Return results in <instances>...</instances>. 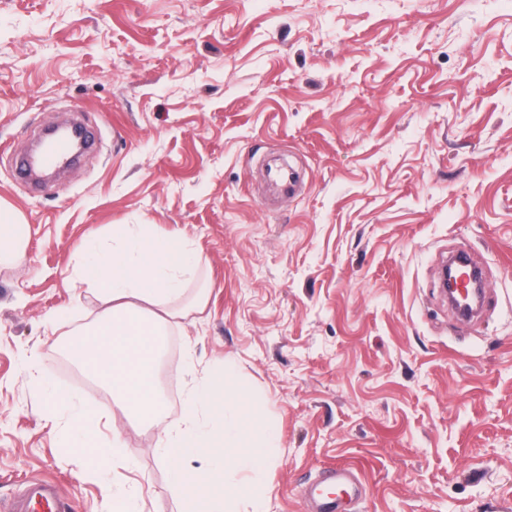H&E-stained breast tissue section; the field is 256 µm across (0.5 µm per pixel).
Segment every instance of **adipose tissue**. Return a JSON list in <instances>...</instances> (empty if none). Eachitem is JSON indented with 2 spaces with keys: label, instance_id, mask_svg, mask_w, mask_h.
<instances>
[{
  "label": "adipose tissue",
  "instance_id": "obj_1",
  "mask_svg": "<svg viewBox=\"0 0 512 512\" xmlns=\"http://www.w3.org/2000/svg\"><path fill=\"white\" fill-rule=\"evenodd\" d=\"M29 230L21 212L0 203L1 265L20 260ZM200 268L190 241L157 238L145 224L114 225L111 245L91 240L82 247L72 281L93 286L105 310L81 332L73 355L127 419L153 425L163 415L156 374L163 336L169 318L204 305L202 290L190 307L180 305Z\"/></svg>",
  "mask_w": 512,
  "mask_h": 512
}]
</instances>
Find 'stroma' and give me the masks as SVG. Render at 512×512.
Listing matches in <instances>:
<instances>
[{
	"label": "stroma",
	"mask_w": 512,
	"mask_h": 512,
	"mask_svg": "<svg viewBox=\"0 0 512 512\" xmlns=\"http://www.w3.org/2000/svg\"><path fill=\"white\" fill-rule=\"evenodd\" d=\"M70 110L99 151L31 192L11 158ZM272 151L297 195L262 199ZM0 201L31 226L0 267V512L46 479L76 512H182L158 428L67 350L104 308L72 270L116 224L201 256L167 417L233 360L280 434L268 512H316L339 465L345 512H512V0H0ZM454 246L487 271L473 325L439 290ZM54 396L92 401L121 458L69 448Z\"/></svg>",
	"instance_id": "obj_1"
}]
</instances>
